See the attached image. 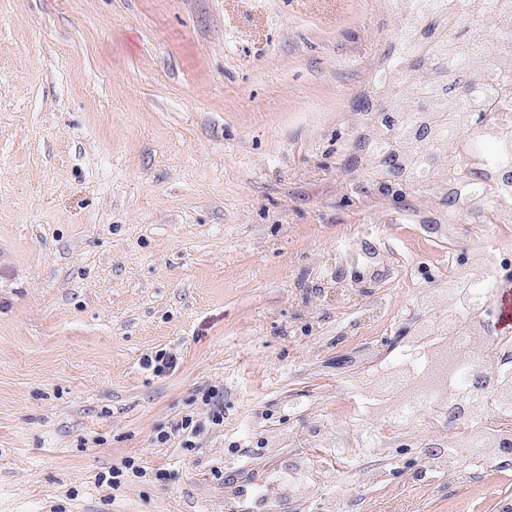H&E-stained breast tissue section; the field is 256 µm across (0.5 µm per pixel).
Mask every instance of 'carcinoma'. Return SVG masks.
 <instances>
[{
    "mask_svg": "<svg viewBox=\"0 0 512 512\" xmlns=\"http://www.w3.org/2000/svg\"><path fill=\"white\" fill-rule=\"evenodd\" d=\"M473 11L484 14L493 9L500 24L489 29L479 21H466L462 12L452 11L431 0L425 17L404 18L403 35L391 40L387 57L377 72L383 84L399 90L395 99L376 105L381 120L374 126L367 153L383 166L386 156L400 157V182L394 191L407 196L429 194L423 201L430 222L450 211L464 210L482 195L485 208L474 210L473 224L496 220L493 185L471 177L470 143L494 132L501 107L512 98V0H469ZM502 43L490 59L480 52L489 45L490 35ZM426 126L431 138L416 141L415 129ZM448 149V176L440 181L428 165V152ZM476 373L448 369L444 386L472 390Z\"/></svg>",
    "mask_w": 512,
    "mask_h": 512,
    "instance_id": "1",
    "label": "carcinoma"
}]
</instances>
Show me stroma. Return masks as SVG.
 Returning a JSON list of instances; mask_svg holds the SVG:
<instances>
[{"label":"stroma","mask_w":512,"mask_h":512,"mask_svg":"<svg viewBox=\"0 0 512 512\" xmlns=\"http://www.w3.org/2000/svg\"><path fill=\"white\" fill-rule=\"evenodd\" d=\"M402 0H0V512H501L512 456L315 429L415 302L352 194ZM393 252L337 282L351 242ZM173 354L158 375L145 358ZM224 423L184 448L173 428ZM170 432L159 443V431ZM120 470L118 487L104 480ZM205 405H207V420L202 422L195 419L194 416L189 414L181 418L180 424L176 425L174 429L175 434L181 436V444L184 448H192L196 445V439L204 431V427L209 426L218 427L224 423V399L216 390L211 392L205 397ZM206 423V425H205Z\"/></svg>","instance_id":"stroma-1"}]
</instances>
